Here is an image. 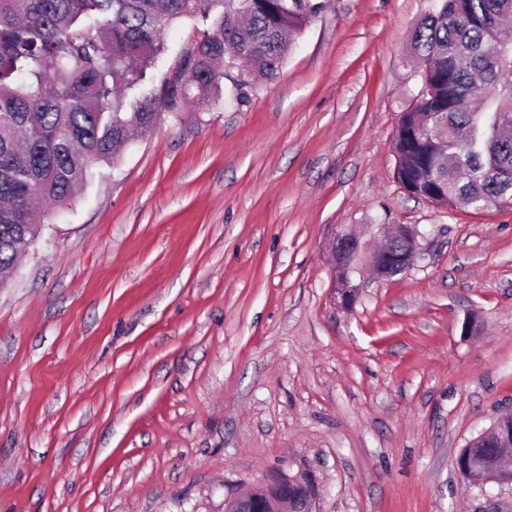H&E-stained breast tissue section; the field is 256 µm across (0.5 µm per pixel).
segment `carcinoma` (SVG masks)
Here are the masks:
<instances>
[{"label": "carcinoma", "instance_id": "obj_1", "mask_svg": "<svg viewBox=\"0 0 512 512\" xmlns=\"http://www.w3.org/2000/svg\"><path fill=\"white\" fill-rule=\"evenodd\" d=\"M323 0H0V271L133 129L222 94L224 65L274 80ZM209 30L173 74L129 104L123 89L165 51L176 21ZM512 0H430L411 34L421 88L395 134V179L443 207L512 208Z\"/></svg>", "mask_w": 512, "mask_h": 512}]
</instances>
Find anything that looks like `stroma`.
<instances>
[{
  "label": "stroma",
  "instance_id": "1",
  "mask_svg": "<svg viewBox=\"0 0 512 512\" xmlns=\"http://www.w3.org/2000/svg\"><path fill=\"white\" fill-rule=\"evenodd\" d=\"M428 0H326L275 80L163 113L0 288V512H225L305 475L313 512H512L462 448L512 413V210L394 178ZM206 26L185 20L133 98ZM330 224H415L427 255L335 306ZM472 320L462 335L464 320Z\"/></svg>",
  "mask_w": 512,
  "mask_h": 512
}]
</instances>
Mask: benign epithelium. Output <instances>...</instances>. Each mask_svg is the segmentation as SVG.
<instances>
[{
    "instance_id": "benign-epithelium-1",
    "label": "benign epithelium",
    "mask_w": 512,
    "mask_h": 512,
    "mask_svg": "<svg viewBox=\"0 0 512 512\" xmlns=\"http://www.w3.org/2000/svg\"><path fill=\"white\" fill-rule=\"evenodd\" d=\"M377 233L388 241L403 240L402 252L370 253L374 278L390 280L412 267L425 252L426 235L416 225L377 224ZM326 248L331 256L336 283L333 299L348 308L354 304L359 285L352 283L355 260L367 250L362 236L350 225H329ZM512 416L501 417L486 433L473 438L468 450L458 455L456 466L461 474L487 473L480 484H512ZM226 512H313L312 494L308 483L298 477L279 479L272 489L251 487L227 501Z\"/></svg>"
}]
</instances>
